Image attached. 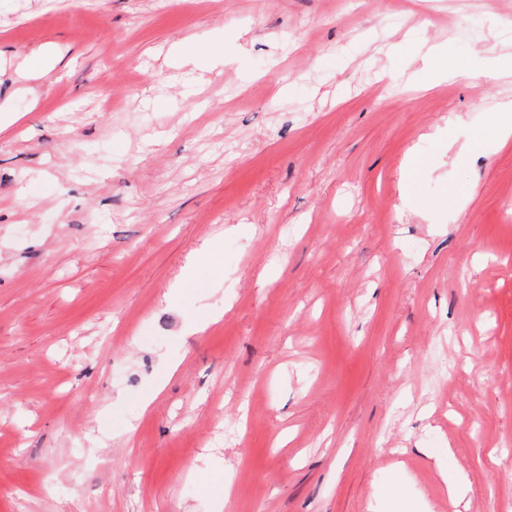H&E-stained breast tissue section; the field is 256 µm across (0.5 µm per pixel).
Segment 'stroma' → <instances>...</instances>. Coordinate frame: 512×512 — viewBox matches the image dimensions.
<instances>
[{
    "mask_svg": "<svg viewBox=\"0 0 512 512\" xmlns=\"http://www.w3.org/2000/svg\"><path fill=\"white\" fill-rule=\"evenodd\" d=\"M435 45L512 0H0V512H512V79ZM424 61L434 70V79L438 82H445L448 80H456L458 77L465 74L472 82L486 83L495 82L502 76L510 75L512 72L511 67L501 66L498 71H483L471 69L466 73L456 69L453 65H448V55H444L440 47L432 46L424 56ZM492 114L493 140L498 144L505 145L512 137V100L500 102Z\"/></svg>",
    "mask_w": 512,
    "mask_h": 512,
    "instance_id": "35a3bbf8",
    "label": "stroma"
}]
</instances>
